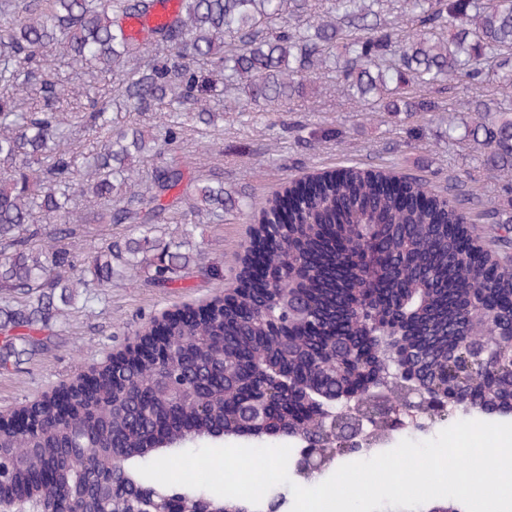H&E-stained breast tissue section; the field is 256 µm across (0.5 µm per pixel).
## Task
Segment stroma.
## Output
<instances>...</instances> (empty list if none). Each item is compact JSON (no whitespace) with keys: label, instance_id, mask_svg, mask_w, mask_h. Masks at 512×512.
Returning a JSON list of instances; mask_svg holds the SVG:
<instances>
[{"label":"stroma","instance_id":"stroma-1","mask_svg":"<svg viewBox=\"0 0 512 512\" xmlns=\"http://www.w3.org/2000/svg\"><path fill=\"white\" fill-rule=\"evenodd\" d=\"M444 111L400 122L385 114L362 121L359 103L349 100L331 78L319 80L308 99L291 112H249L236 90L225 91L215 109L221 117L210 132L186 128L176 153L185 162L184 185L212 172L226 184L245 189L249 212L226 213L223 223L199 216L196 243L204 264L222 268L219 277L193 276L180 288H149L142 275L128 273L109 288L105 299L91 300L63 312L54 326L52 346L44 355L23 358L0 370V413L18 411L70 383L78 374L107 364L130 345L152 320L195 308L234 288L242 256L259 212L282 180L302 172L341 166H373L405 173L444 189L449 176L471 173L480 200L494 198L499 185L476 159L472 145L448 143L443 134L466 115L457 93L443 95ZM314 137L305 151L298 137Z\"/></svg>","mask_w":512,"mask_h":512}]
</instances>
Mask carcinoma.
<instances>
[{
  "label": "carcinoma",
  "mask_w": 512,
  "mask_h": 512,
  "mask_svg": "<svg viewBox=\"0 0 512 512\" xmlns=\"http://www.w3.org/2000/svg\"><path fill=\"white\" fill-rule=\"evenodd\" d=\"M161 0H6L0 4V368L48 346L51 324L91 288H110L131 269L144 283L171 288L203 267L182 240L156 233L166 222L162 198L180 187L182 163L173 147L188 125L215 122L207 104L216 77L240 91L258 112L304 100L321 75L334 74L343 93L377 112L408 120L442 110L431 90H465L494 78L512 101V0H404L411 24L402 30L390 0H179L177 19L152 30L149 43L167 51L147 57L121 20L142 17ZM62 51L101 74L121 72L119 98L97 91L84 103L68 98L50 62ZM464 132L448 139L481 151L485 170L506 178L507 203L484 204L498 257L478 247L459 255L473 198L468 180L448 177V194L383 168L341 167L313 179H292L267 198L259 223L263 284L226 305L215 298L183 316L172 331L176 354L156 364L136 352L106 368L91 416L56 419L55 407L34 408L29 433L0 416V498L49 512L68 490L86 488L80 512H97L93 488L119 470L120 493L110 512L140 508L138 489L181 495L193 509L209 501L218 512H252L251 504L205 489L146 484L138 467L175 448L224 438L255 447L297 448L301 419L278 361L302 366L301 385L338 400L352 374L380 370L384 352L405 369L448 419L484 415L468 403L475 383L467 358L487 367L483 395L512 405V107L469 97ZM157 110L168 120L146 136L122 116ZM84 133L92 150L65 143ZM152 160L149 183L132 188L134 158ZM92 193L105 205L82 216L76 197ZM248 195L213 174L175 196L184 205V235L193 218L213 223L248 206ZM100 221L127 224L120 241L94 240L78 260L65 240ZM53 225L49 241L42 225ZM272 398L263 426L247 425L243 393ZM184 406L183 424L167 414ZM52 477L34 498L33 472Z\"/></svg>",
  "instance_id": "obj_1"
}]
</instances>
